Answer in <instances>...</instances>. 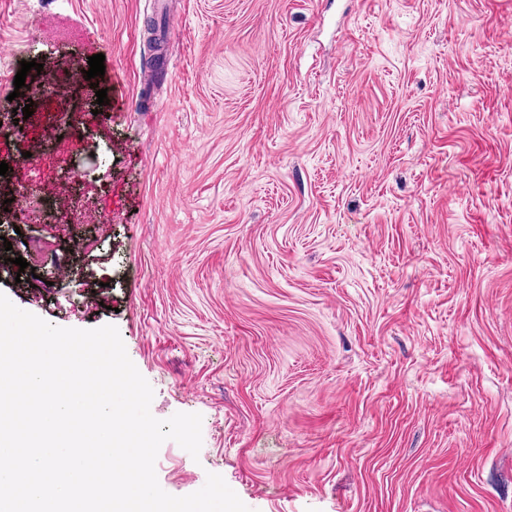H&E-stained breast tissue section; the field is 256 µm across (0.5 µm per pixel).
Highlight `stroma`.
I'll use <instances>...</instances> for the list:
<instances>
[{"instance_id":"35a3bbf8","label":"stroma","mask_w":512,"mask_h":512,"mask_svg":"<svg viewBox=\"0 0 512 512\" xmlns=\"http://www.w3.org/2000/svg\"><path fill=\"white\" fill-rule=\"evenodd\" d=\"M0 40V105L58 92L0 130V292L202 416L165 492L512 512V0H0Z\"/></svg>"}]
</instances>
